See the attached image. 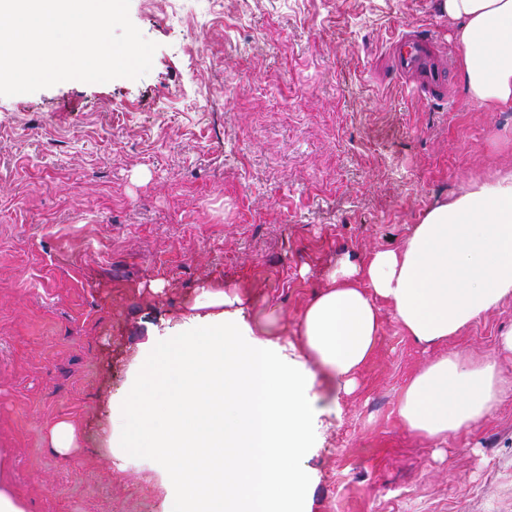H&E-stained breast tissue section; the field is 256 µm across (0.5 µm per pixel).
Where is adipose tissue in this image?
Wrapping results in <instances>:
<instances>
[{"label": "adipose tissue", "instance_id": "ef3b65f1", "mask_svg": "<svg viewBox=\"0 0 512 512\" xmlns=\"http://www.w3.org/2000/svg\"><path fill=\"white\" fill-rule=\"evenodd\" d=\"M458 20L461 74L490 112L512 110V0H443ZM512 298V170L428 208L399 247L345 259L302 309L300 345L246 314L244 295L213 285L171 329L163 358H142L117 406L127 440L160 464L173 512H309L302 459L321 426L317 377L344 393L382 329L380 302L419 344L442 343ZM496 362L446 354L407 385L409 431L447 441L488 415Z\"/></svg>", "mask_w": 512, "mask_h": 512}]
</instances>
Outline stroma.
<instances>
[{"mask_svg": "<svg viewBox=\"0 0 512 512\" xmlns=\"http://www.w3.org/2000/svg\"><path fill=\"white\" fill-rule=\"evenodd\" d=\"M129 15L157 44L145 76L0 96V476L27 512H165L159 463L123 446L112 400L202 287H244L250 316L296 334L342 258L400 246L428 207L512 169V111H486L459 70L439 103L376 71L407 26L461 53L442 0H130ZM381 314L358 389L310 391L311 512H512L497 351L512 300L427 348ZM451 352L496 361L506 385L438 443L398 409ZM74 426L68 422H60L51 430V441L56 452L68 456L72 449L74 439Z\"/></svg>", "mask_w": 512, "mask_h": 512, "instance_id": "stroma-1", "label": "stroma"}]
</instances>
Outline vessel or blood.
I'll list each match as a JSON object with an SVG mask.
<instances>
[{"label":"vessel or blood","mask_w":512,"mask_h":512,"mask_svg":"<svg viewBox=\"0 0 512 512\" xmlns=\"http://www.w3.org/2000/svg\"><path fill=\"white\" fill-rule=\"evenodd\" d=\"M386 54L391 70L411 84L420 99L432 101L447 95L453 59L431 34L417 30L400 32L390 42Z\"/></svg>","instance_id":"vessel-or-blood-1"}]
</instances>
